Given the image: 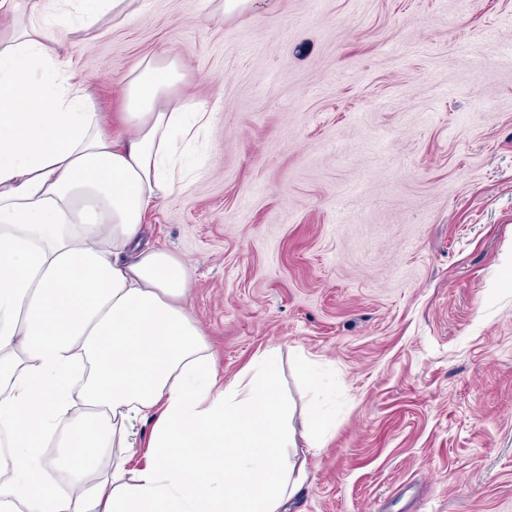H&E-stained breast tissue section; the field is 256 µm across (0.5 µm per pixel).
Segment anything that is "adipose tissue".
I'll return each mask as SVG.
<instances>
[{
	"instance_id": "1",
	"label": "adipose tissue",
	"mask_w": 512,
	"mask_h": 512,
	"mask_svg": "<svg viewBox=\"0 0 512 512\" xmlns=\"http://www.w3.org/2000/svg\"><path fill=\"white\" fill-rule=\"evenodd\" d=\"M133 2L0 0V512H288L308 470L276 351L221 382L185 263L141 246L211 112L149 55L112 131L58 54Z\"/></svg>"
}]
</instances>
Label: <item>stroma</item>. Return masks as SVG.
I'll return each mask as SVG.
<instances>
[{"mask_svg": "<svg viewBox=\"0 0 512 512\" xmlns=\"http://www.w3.org/2000/svg\"><path fill=\"white\" fill-rule=\"evenodd\" d=\"M145 55L213 120L144 244L225 380L276 349L301 434L331 384L291 512H512V0H136L67 71L111 117Z\"/></svg>", "mask_w": 512, "mask_h": 512, "instance_id": "35a3bbf8", "label": "stroma"}]
</instances>
